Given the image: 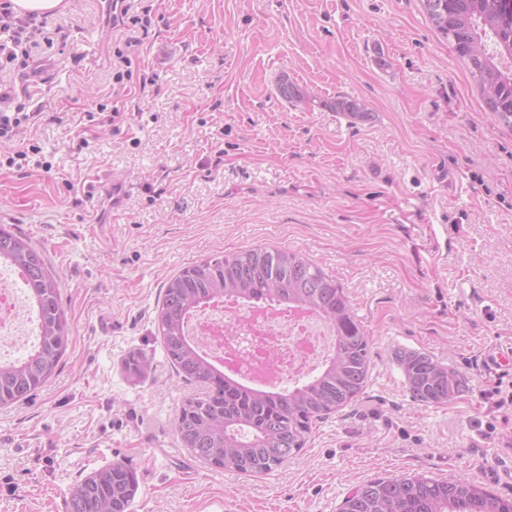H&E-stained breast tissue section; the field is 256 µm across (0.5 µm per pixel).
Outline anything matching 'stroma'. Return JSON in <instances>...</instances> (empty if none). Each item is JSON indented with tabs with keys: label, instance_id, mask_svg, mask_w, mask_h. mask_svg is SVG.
<instances>
[{
	"label": "stroma",
	"instance_id": "obj_1",
	"mask_svg": "<svg viewBox=\"0 0 512 512\" xmlns=\"http://www.w3.org/2000/svg\"><path fill=\"white\" fill-rule=\"evenodd\" d=\"M136 45L112 0H64L26 93L51 170L0 171V225L62 277L69 344L36 395L0 408V512H67L112 462L133 469L129 512H339L356 485L423 473L512 498V128L484 104L419 0H135ZM131 75L115 82L117 53ZM306 102L279 96V75ZM363 99L370 121L328 109ZM118 111L115 123L89 113ZM87 148H80V141ZM123 183L112 206L101 172ZM256 245L336 279L371 337L358 398L316 423L282 468L246 476L193 459L174 418L199 393L166 360L155 318L190 263ZM428 353L467 380L413 400L394 360ZM146 357L144 379L123 363Z\"/></svg>",
	"mask_w": 512,
	"mask_h": 512
}]
</instances>
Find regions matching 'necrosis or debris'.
<instances>
[{"label":"necrosis or debris","mask_w":512,"mask_h":512,"mask_svg":"<svg viewBox=\"0 0 512 512\" xmlns=\"http://www.w3.org/2000/svg\"><path fill=\"white\" fill-rule=\"evenodd\" d=\"M187 335L200 342L205 356L262 388H277L316 369L332 351L328 329L316 314L301 309L247 308L223 299L195 313ZM39 338L38 320L13 268L0 264V362L25 354Z\"/></svg>","instance_id":"4bbe7bcc"}]
</instances>
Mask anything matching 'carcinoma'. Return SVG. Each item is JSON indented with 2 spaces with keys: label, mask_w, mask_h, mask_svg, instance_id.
<instances>
[{
  "label": "carcinoma",
  "mask_w": 512,
  "mask_h": 512,
  "mask_svg": "<svg viewBox=\"0 0 512 512\" xmlns=\"http://www.w3.org/2000/svg\"><path fill=\"white\" fill-rule=\"evenodd\" d=\"M453 52L465 63L492 116L512 127V0H420ZM278 94L303 103L306 94L279 77ZM327 107L353 118L369 108L360 99L338 96ZM0 262L25 275L38 317L37 345L24 356L0 363V407L28 400L55 374L69 343L70 327L61 302V278L43 252L24 235L0 225ZM233 298L245 306L305 308L334 331L332 353L310 377L282 390H267L224 373L186 334L190 316L202 306ZM157 332L166 359L186 381L206 391L187 397L175 417L180 442L192 457L226 471L264 475L304 448L313 424L348 406L362 392L370 371L369 336L351 310L343 288L301 254L257 246L196 261L167 282L157 311ZM413 399L442 404L466 389V380L429 355L395 352ZM126 374L142 378L146 363L133 353ZM138 481L115 462L85 476L71 491L68 512H128ZM340 512H512V498L490 494L466 478L438 480L395 475L358 485Z\"/></svg>",
  "instance_id": "carcinoma-1"
}]
</instances>
